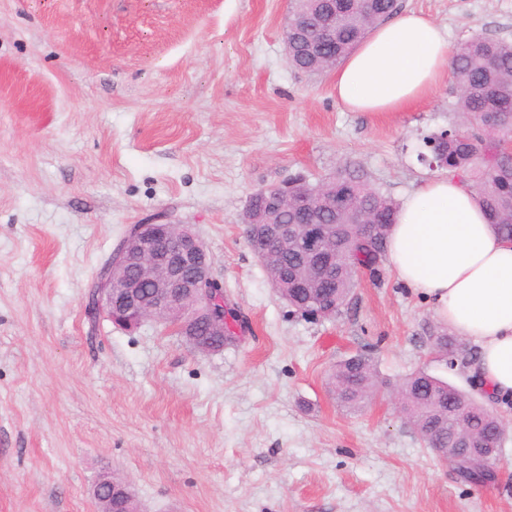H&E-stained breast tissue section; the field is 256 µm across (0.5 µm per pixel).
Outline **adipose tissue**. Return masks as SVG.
Segmentation results:
<instances>
[{
	"instance_id": "adipose-tissue-1",
	"label": "adipose tissue",
	"mask_w": 512,
	"mask_h": 512,
	"mask_svg": "<svg viewBox=\"0 0 512 512\" xmlns=\"http://www.w3.org/2000/svg\"><path fill=\"white\" fill-rule=\"evenodd\" d=\"M452 47L422 13L375 26L334 74L351 112H402L450 74ZM396 280L429 302L478 354L469 367L490 399L512 410V243L497 236L470 185L427 179L402 200L387 239Z\"/></svg>"
}]
</instances>
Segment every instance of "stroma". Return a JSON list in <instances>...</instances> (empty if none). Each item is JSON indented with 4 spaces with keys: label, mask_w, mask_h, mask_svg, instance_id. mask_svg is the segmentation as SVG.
<instances>
[{
    "label": "stroma",
    "mask_w": 512,
    "mask_h": 512,
    "mask_svg": "<svg viewBox=\"0 0 512 512\" xmlns=\"http://www.w3.org/2000/svg\"><path fill=\"white\" fill-rule=\"evenodd\" d=\"M454 44L512 40V0H399ZM290 0H0V512H98L105 471L142 512H512V431L479 484L394 399L423 369L476 394L448 333L389 268L341 314L273 290L240 217L250 194L346 165L394 200L432 172L419 138L457 122L452 81L407 112H347L332 73L292 69ZM191 225L250 325L218 353L89 301L130 225ZM379 389L337 406L330 373ZM330 380L337 405L347 411L359 410L377 391L375 366L363 353L338 361Z\"/></svg>",
    "instance_id": "obj_1"
}]
</instances>
